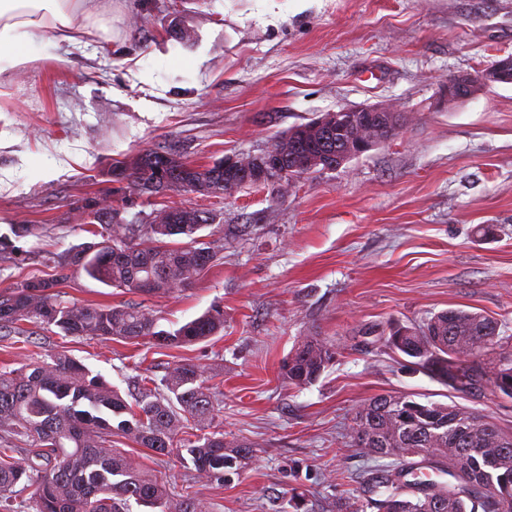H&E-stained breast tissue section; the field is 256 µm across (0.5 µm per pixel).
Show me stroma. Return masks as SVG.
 <instances>
[{
    "mask_svg": "<svg viewBox=\"0 0 512 512\" xmlns=\"http://www.w3.org/2000/svg\"><path fill=\"white\" fill-rule=\"evenodd\" d=\"M107 40L22 44L30 68L0 90V236L38 233L0 253V293L45 275L49 257L90 241L87 201H107L125 223L155 204L114 183L113 160L158 143L207 165L263 152L274 137L342 107L378 103L405 113L389 142L333 171L297 179L287 195L241 188L214 198L168 195V206L221 211L203 229L222 258L189 288L143 303L161 328L211 305L224 331L182 348L0 333V367L64 351L121 391L161 378L184 359L204 365L224 393L230 439L254 456L224 487L192 481L182 460L116 437L145 469L191 486L208 512H336L370 496L372 460L348 428L381 393L457 403L512 430V399L461 395L412 371L359 333L418 325L461 307L512 335V84L449 102L448 78L512 55V0H111ZM190 33L172 36L173 23ZM247 234H240V227ZM65 299L120 305L133 294L72 274ZM308 336L340 353L298 388L279 367Z\"/></svg>",
    "mask_w": 512,
    "mask_h": 512,
    "instance_id": "35a3bbf8",
    "label": "stroma"
}]
</instances>
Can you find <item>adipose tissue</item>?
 <instances>
[{
	"mask_svg": "<svg viewBox=\"0 0 512 512\" xmlns=\"http://www.w3.org/2000/svg\"><path fill=\"white\" fill-rule=\"evenodd\" d=\"M106 4L107 0H0V57L9 56L14 68L25 65L17 48L34 30L67 44L94 36ZM6 67L0 65V74Z\"/></svg>",
	"mask_w": 512,
	"mask_h": 512,
	"instance_id": "ef3b65f1",
	"label": "adipose tissue"
}]
</instances>
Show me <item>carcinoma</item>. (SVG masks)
<instances>
[{"label":"carcinoma","mask_w":512,"mask_h":512,"mask_svg":"<svg viewBox=\"0 0 512 512\" xmlns=\"http://www.w3.org/2000/svg\"><path fill=\"white\" fill-rule=\"evenodd\" d=\"M300 124L281 134L287 184L305 170L301 153L341 154L351 132L306 135L294 146ZM146 156L112 162V181L136 190L155 179L150 156L164 154L177 179L198 181L207 195L230 191L224 168L194 165L171 147L154 145ZM173 224H121L114 212L85 205L88 232L97 242L73 246L54 261L55 273L27 279L0 295V330L24 333L22 325L55 327L69 337L147 341L156 347L194 345L224 332V308L166 330L139 304L104 305L63 298L68 272L141 296L191 286L219 260L218 247L200 241L214 223L213 210L177 207ZM386 347L412 359L418 369L454 391L468 395L490 388L512 399V335L491 316L464 308L442 310L418 326H395L380 333ZM336 344L319 336L298 342L282 372L296 387L316 382L334 363ZM208 371L189 360L174 365L160 380L144 378L129 402L83 363L56 353L47 359L0 370V512H127L130 501L156 512H204L205 503L185 491L173 498L170 483L135 466L112 437L132 439L158 457L171 454L191 463L195 475L222 485L254 455L252 446L228 441L219 418L223 393L209 384ZM205 433L195 437L189 430ZM22 438L27 448L8 444ZM351 442L379 462L371 477L372 498L349 497L337 512H512V431L457 404L419 401L411 395L378 394L353 416ZM24 452L18 459L15 454ZM454 479L437 484L424 470Z\"/></svg>","instance_id":"1"}]
</instances>
